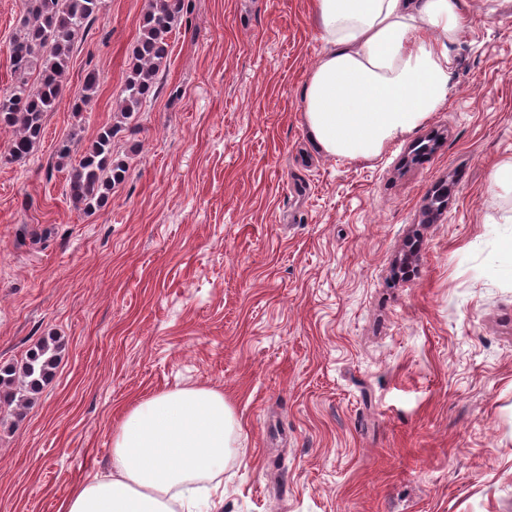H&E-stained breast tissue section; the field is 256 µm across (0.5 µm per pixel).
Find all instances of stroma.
I'll return each instance as SVG.
<instances>
[{"instance_id": "obj_1", "label": "stroma", "mask_w": 512, "mask_h": 512, "mask_svg": "<svg viewBox=\"0 0 512 512\" xmlns=\"http://www.w3.org/2000/svg\"><path fill=\"white\" fill-rule=\"evenodd\" d=\"M147 3L106 0L43 140L0 163V364L63 342L0 408V512H58L124 408L190 385L240 425L223 512H512V0H468L447 102L351 161L301 121L312 0H189L87 213L54 147L111 122ZM99 84V73L94 68L88 69L84 76L81 93L73 103V112L79 113L87 111V108L90 106L95 97ZM61 345L52 337L37 342L20 360L0 364V403L17 408L27 407L56 368Z\"/></svg>"}]
</instances>
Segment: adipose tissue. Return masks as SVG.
I'll return each instance as SVG.
<instances>
[{"instance_id":"ef3b65f1","label":"adipose tissue","mask_w":512,"mask_h":512,"mask_svg":"<svg viewBox=\"0 0 512 512\" xmlns=\"http://www.w3.org/2000/svg\"><path fill=\"white\" fill-rule=\"evenodd\" d=\"M467 0H314L325 50L302 90V124L326 155L379 156L446 102ZM239 430L222 391L184 386L126 408L109 471L78 482L62 512H222Z\"/></svg>"}]
</instances>
